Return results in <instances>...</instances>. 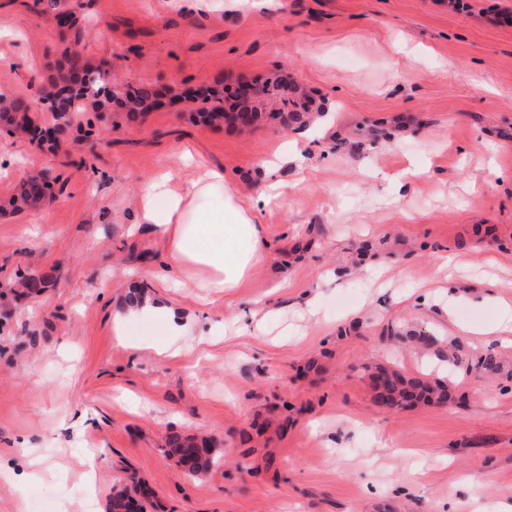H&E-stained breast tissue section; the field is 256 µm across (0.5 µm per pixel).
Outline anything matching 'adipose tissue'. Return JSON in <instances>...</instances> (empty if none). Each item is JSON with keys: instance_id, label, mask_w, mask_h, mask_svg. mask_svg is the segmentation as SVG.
I'll return each instance as SVG.
<instances>
[{"instance_id": "obj_1", "label": "adipose tissue", "mask_w": 512, "mask_h": 512, "mask_svg": "<svg viewBox=\"0 0 512 512\" xmlns=\"http://www.w3.org/2000/svg\"><path fill=\"white\" fill-rule=\"evenodd\" d=\"M169 181L164 174L146 185L141 221L164 234L169 266L177 273L175 287L204 288L216 296L240 287L269 255L266 229L254 214L281 198L278 184L245 198L234 192L220 168L205 169L178 192L169 189ZM149 310L161 321L163 340L155 349L161 354L169 352L174 339L187 335L189 328L169 318L161 306L127 307L113 316L112 332L123 338L128 317Z\"/></svg>"}]
</instances>
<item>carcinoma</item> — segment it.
Here are the masks:
<instances>
[{
  "label": "carcinoma",
  "instance_id": "cac0c4a2",
  "mask_svg": "<svg viewBox=\"0 0 512 512\" xmlns=\"http://www.w3.org/2000/svg\"><path fill=\"white\" fill-rule=\"evenodd\" d=\"M59 83L70 86V95L56 98L51 108L54 119L58 121L59 131L68 126V114L79 111L85 103L100 108L113 104L132 115L148 112L156 107L154 87L129 84L122 93L115 94L107 86L103 71L90 65L79 51L70 52L65 56ZM260 93L261 97L257 98L256 105L252 107L256 115L259 114L258 104L268 100L274 101L276 111L288 114L293 120L302 121L310 115L312 100L298 88H289L288 82L279 76L267 81ZM192 99L199 103L196 112L200 122L213 126L224 121V91L218 89V86L202 85L194 92ZM2 117L18 133L33 134L28 105L24 101L0 95V118ZM49 191L50 184L45 180L44 174L32 175L19 183L14 204L21 208L36 203L45 199ZM475 371L484 378H496L503 372V362L497 353L489 350L480 356ZM375 377L379 379L374 388L375 403L389 410L412 408L420 403L433 401L448 403L453 400L449 385L440 380L431 382L410 378L384 366H378L370 373V378ZM197 449L198 445L194 439L176 438L168 441L165 453L180 464ZM217 464L218 459L212 454V449L205 448L187 473L195 476ZM136 493L138 489L135 487L117 492L112 497V512H129L128 507L134 502L133 495Z\"/></svg>",
  "mask_w": 512,
  "mask_h": 512
}]
</instances>
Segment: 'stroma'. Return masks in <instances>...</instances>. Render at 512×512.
I'll list each match as a JSON object with an SVG mask.
<instances>
[{"mask_svg": "<svg viewBox=\"0 0 512 512\" xmlns=\"http://www.w3.org/2000/svg\"><path fill=\"white\" fill-rule=\"evenodd\" d=\"M0 0V94L34 120L65 49L113 90L248 75L301 84L331 122L262 117L219 130L188 102L73 113L55 147L0 121V512H109L140 484L148 512H497L512 502V345L469 328L512 304V0H271L187 16L178 0ZM300 141L287 196L257 211L268 262L208 303L168 287L166 241L137 228L141 187L209 166L257 194ZM45 171L52 199L14 211ZM154 278H144L145 268ZM31 279L36 291L21 288ZM197 333L180 356L116 342L130 294ZM493 350L507 371L473 372ZM448 379L453 402L386 410L369 374ZM219 466L186 475L167 436Z\"/></svg>", "mask_w": 512, "mask_h": 512, "instance_id": "1", "label": "stroma"}]
</instances>
